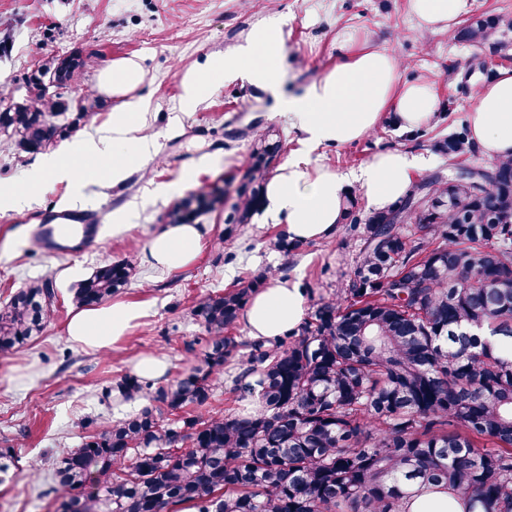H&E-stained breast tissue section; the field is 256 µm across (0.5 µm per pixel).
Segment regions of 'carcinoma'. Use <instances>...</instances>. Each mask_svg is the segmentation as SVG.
I'll use <instances>...</instances> for the list:
<instances>
[{
    "label": "carcinoma",
    "instance_id": "carcinoma-1",
    "mask_svg": "<svg viewBox=\"0 0 512 512\" xmlns=\"http://www.w3.org/2000/svg\"><path fill=\"white\" fill-rule=\"evenodd\" d=\"M512 16L483 12L455 39L511 61ZM87 64L79 53L44 65L24 103L0 110V129L26 153L74 136L80 120L60 90ZM443 167L389 210L368 213L355 193L343 224L364 247L340 294L313 300L294 329L240 340L231 334L252 296L273 276L259 269L210 292L192 310L208 349L169 386L126 376L123 399L150 404L85 437L54 463L57 512H410L417 488L448 491L464 512H512V160H476L470 126L446 136L421 126ZM283 143L273 130L251 152L230 236L259 209ZM225 193L190 195L166 214L187 224L224 203ZM275 251L300 243L279 233ZM129 260L106 262L72 294L100 305L129 283ZM49 281H34L0 304V351L41 335L52 313ZM231 376L222 412L208 410ZM253 401L252 408L239 403ZM174 419L164 424L163 415Z\"/></svg>",
    "mask_w": 512,
    "mask_h": 512
}]
</instances>
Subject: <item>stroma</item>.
Returning <instances> with one entry per match:
<instances>
[{
  "label": "stroma",
  "mask_w": 512,
  "mask_h": 512,
  "mask_svg": "<svg viewBox=\"0 0 512 512\" xmlns=\"http://www.w3.org/2000/svg\"><path fill=\"white\" fill-rule=\"evenodd\" d=\"M273 16L283 21L276 89L211 69L212 61ZM0 29L9 36L0 46V100H22L28 78L51 57L88 55L66 94L69 110L63 118L81 112L89 94L100 95L103 105L83 120L80 140L109 131L121 102L100 94L101 70L123 61L143 70L133 95L145 104L137 135L150 144L151 157L120 182L106 170L79 192L65 182L32 185L30 170L59 156L60 148L24 153L0 131V190L21 198L19 205L0 209V302L36 280L49 281L56 294L42 334L21 350L0 351V448L12 455L11 479L0 485V512H55L53 460L78 448L93 429L145 404L141 398L113 401L111 388L133 374L141 356L164 357L173 381L204 350L208 335L191 316L203 295L260 267L280 270L282 277L327 295L348 281L363 247L361 237L341 228L331 239L303 243L285 257L270 247L285 220L263 209L229 237L218 210L199 218L204 230L196 262L162 274L144 263L143 251L182 198L173 184L189 179L192 192L218 186L226 191V203L236 202L251 144L270 129L284 140L280 166L301 159L313 168L327 165L348 173L375 154L402 150L420 160L414 177L422 179L443 160L428 143L406 140L392 112L357 141L310 148L280 100L303 94L328 72L338 60L337 34L352 30L360 43L385 48L401 61V81H432L437 108L431 125L445 134L466 120L475 104L473 92L447 79V70L453 65L468 71L475 50L447 33L419 29L408 0H0ZM190 71L213 85L192 109L182 102V80ZM66 209L98 214L101 242L63 255L43 252L34 243L38 225L50 212ZM116 224L124 225V232L113 233ZM122 259L131 260L133 270L114 300L145 307L146 316L109 349L74 346L66 333L77 311L73 288L99 265Z\"/></svg>",
  "instance_id": "1"
}]
</instances>
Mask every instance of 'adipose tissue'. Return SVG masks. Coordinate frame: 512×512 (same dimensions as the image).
I'll return each mask as SVG.
<instances>
[{
  "mask_svg": "<svg viewBox=\"0 0 512 512\" xmlns=\"http://www.w3.org/2000/svg\"><path fill=\"white\" fill-rule=\"evenodd\" d=\"M409 4L420 28L448 33L467 8V0H409ZM352 42L351 33L340 34L336 39L340 62L304 94L283 102L309 145L356 141L374 130L389 108L395 111L399 128L407 132L434 114L436 98L430 81L399 85L400 63L394 55L373 47L355 53ZM282 58L281 25L272 18L254 30L246 45L219 59L216 68L270 86L280 72ZM141 80L142 72L133 62L103 71L102 87L124 97L112 113L111 135L74 144L67 159L37 168L33 185L55 180L81 185L99 176L103 159L111 161L116 180L138 164L148 152L135 135L143 103L130 92ZM475 95L468 116L475 146L491 160L512 158V70L501 71L493 84L478 87ZM417 166V158L402 150L376 154L350 177L327 166L312 168L292 160L269 179L267 208L285 217L289 239L303 243L328 239L342 222L343 202L351 188H358L371 210L385 211L405 196ZM201 234L194 224L161 225L147 241L145 259L163 273L188 267L199 255ZM305 305V295L295 282L275 278L252 297L243 321L252 337L279 336L301 322ZM144 314L143 307L122 303L86 309L70 319L66 332L79 347L107 349Z\"/></svg>",
  "mask_w": 512,
  "mask_h": 512,
  "instance_id": "1",
  "label": "adipose tissue"
}]
</instances>
